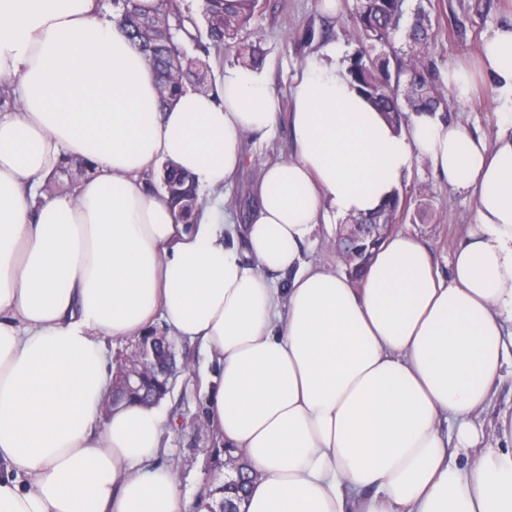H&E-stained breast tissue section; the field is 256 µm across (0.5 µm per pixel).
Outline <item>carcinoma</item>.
Instances as JSON below:
<instances>
[{
    "label": "carcinoma",
    "instance_id": "1",
    "mask_svg": "<svg viewBox=\"0 0 512 512\" xmlns=\"http://www.w3.org/2000/svg\"><path fill=\"white\" fill-rule=\"evenodd\" d=\"M403 0H356L353 8V24L358 37L359 49L350 59L347 74L374 106L385 115L395 128H401L407 121L408 112H446L447 99L428 75L421 48L434 34L429 13L418 8L413 21L406 30L405 38L410 52L409 64L391 68L386 48L400 29L403 16ZM258 6V0H239V7L233 12L224 11V0H204L203 13L206 19V37L216 47L239 52L242 62L252 67L260 63V48L248 42L247 31ZM113 7L119 9L120 22L133 45L144 55L151 56L149 47L166 48L174 42L177 32L185 30L184 17L177 0H159L154 14L141 12L135 0H113ZM167 15L169 27L146 39V45L139 44L136 25ZM185 63L180 69L166 67L158 60L152 61L160 88L161 106L185 90L191 77H196L194 88L204 92L207 80L199 75L207 63L197 58L184 56ZM161 182L167 183L178 194L191 195L188 211L196 206V186L189 176L167 166L163 167ZM401 208L399 192H394L388 203L379 211L355 218L364 224H394ZM208 452L219 464L235 467V471L249 475L243 456H235L229 448H210ZM253 481L240 478L229 486H221L220 504L224 512H238L234 500L248 497Z\"/></svg>",
    "mask_w": 512,
    "mask_h": 512
}]
</instances>
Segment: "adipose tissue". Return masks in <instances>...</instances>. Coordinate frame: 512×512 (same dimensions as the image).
Segmentation results:
<instances>
[{"label":"adipose tissue","instance_id":"ef3b65f1","mask_svg":"<svg viewBox=\"0 0 512 512\" xmlns=\"http://www.w3.org/2000/svg\"><path fill=\"white\" fill-rule=\"evenodd\" d=\"M480 69L491 143L438 112L395 129L335 60L312 63L249 224L203 204L184 222L146 177L169 162L223 191L275 120L266 75L239 64L164 107L98 0H0V512H188L157 462L160 405L100 411L108 343L159 324L217 365L205 426L258 475L240 512H512V444L471 422L512 367V17ZM418 156L475 203L449 272L403 232L357 282L304 261L318 225L380 209ZM68 157L91 174L37 194Z\"/></svg>","mask_w":512,"mask_h":512}]
</instances>
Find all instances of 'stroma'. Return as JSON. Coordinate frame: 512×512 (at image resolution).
<instances>
[{"mask_svg": "<svg viewBox=\"0 0 512 512\" xmlns=\"http://www.w3.org/2000/svg\"><path fill=\"white\" fill-rule=\"evenodd\" d=\"M185 29L175 40L192 57L206 60L212 81H219L225 68L237 65L235 53L213 47L204 35L203 0H179ZM354 0H339L336 14L322 12L319 0H259L249 30L259 41L265 58L263 72L270 80L279 101L276 120L269 136L249 135L244 139L247 158L235 180L224 189L223 197L209 195L225 223L243 224L254 204L253 186L265 163L289 158L293 141L288 121L292 94L309 64L322 51L337 48L340 68H348L359 44L352 35ZM430 14L437 31L425 50V61L436 85L447 81L449 66L474 65L485 33L512 12V0H404L402 24H409L417 8ZM497 102L491 87H480L472 102L449 101L447 115L471 130L494 140L497 132ZM400 195L407 202L398 231L416 236L429 249L434 263L448 271L452 254L475 219L474 202L438 178L427 160L416 159L404 180ZM344 219L332 227H319L305 247L303 258L326 270L343 275L345 262L336 254L335 239ZM177 357L189 365L179 372L166 409V446L160 464L172 468L188 501L190 512L208 498L215 485L224 480V470L208 453L210 441L199 432L205 411L204 384L215 370L214 363L198 345L184 340L174 342ZM512 413V373L504 372L491 389L488 408L475 420L486 437L497 434L500 417Z\"/></svg>", "mask_w": 512, "mask_h": 512, "instance_id": "1", "label": "stroma"}]
</instances>
